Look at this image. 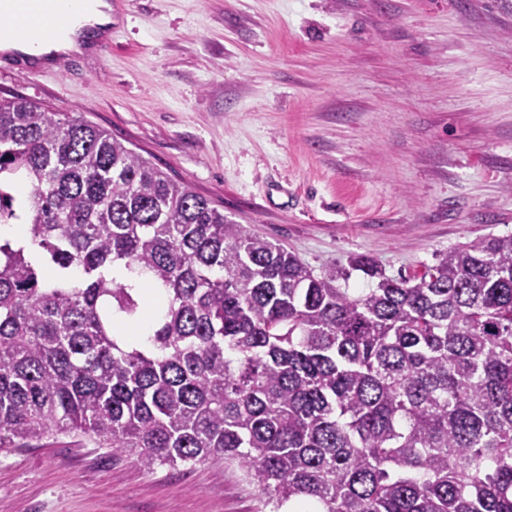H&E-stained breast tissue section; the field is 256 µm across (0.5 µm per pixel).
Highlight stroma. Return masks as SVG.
Listing matches in <instances>:
<instances>
[{"instance_id": "1", "label": "stroma", "mask_w": 512, "mask_h": 512, "mask_svg": "<svg viewBox=\"0 0 512 512\" xmlns=\"http://www.w3.org/2000/svg\"><path fill=\"white\" fill-rule=\"evenodd\" d=\"M311 267L396 277L512 234V0H112V51L21 75ZM240 470L79 435L0 448V512H259Z\"/></svg>"}]
</instances>
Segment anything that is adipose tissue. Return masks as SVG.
<instances>
[{
	"label": "adipose tissue",
	"mask_w": 512,
	"mask_h": 512,
	"mask_svg": "<svg viewBox=\"0 0 512 512\" xmlns=\"http://www.w3.org/2000/svg\"><path fill=\"white\" fill-rule=\"evenodd\" d=\"M54 7L65 18L57 32L34 42L0 36V49L48 64L62 55L86 54L92 34L104 32L112 25L109 0H55Z\"/></svg>",
	"instance_id": "adipose-tissue-1"
}]
</instances>
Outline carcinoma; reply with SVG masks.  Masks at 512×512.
I'll use <instances>...</instances> for the list:
<instances>
[{
  "label": "carcinoma",
  "instance_id": "1",
  "mask_svg": "<svg viewBox=\"0 0 512 512\" xmlns=\"http://www.w3.org/2000/svg\"><path fill=\"white\" fill-rule=\"evenodd\" d=\"M0 445L235 464L266 512H512V234L315 270L105 130L0 100ZM162 289L149 346L113 316ZM367 288H350L352 273Z\"/></svg>",
  "mask_w": 512,
  "mask_h": 512
}]
</instances>
